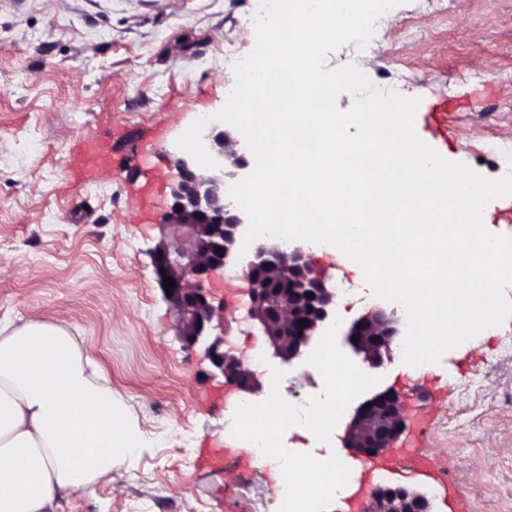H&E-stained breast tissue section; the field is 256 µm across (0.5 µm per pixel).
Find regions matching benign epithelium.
Here are the masks:
<instances>
[{
    "instance_id": "obj_1",
    "label": "benign epithelium",
    "mask_w": 512,
    "mask_h": 512,
    "mask_svg": "<svg viewBox=\"0 0 512 512\" xmlns=\"http://www.w3.org/2000/svg\"><path fill=\"white\" fill-rule=\"evenodd\" d=\"M203 141L218 163L215 168L198 167L180 149L173 153L178 178L171 185L172 203L159 221L162 234L152 250L154 271L158 282L166 276L175 282L165 300L187 346L200 350L213 374L243 393L255 394L262 389L259 381L242 370L236 354L224 349V300H216L205 283L236 262L250 284L249 316L272 356L288 365L301 361L332 324L336 288L313 270L301 245L260 240L239 256L249 219L225 200L224 186L241 180L247 161L234 149L238 141L214 126L206 127ZM401 335L396 312L375 306L353 321L344 339L364 365L377 370L384 364L383 353ZM405 428L396 393L385 390L356 407L344 440L375 455L394 447ZM366 512H433L432 496L400 485H378Z\"/></svg>"
}]
</instances>
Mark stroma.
<instances>
[{
	"label": "stroma",
	"instance_id": "1",
	"mask_svg": "<svg viewBox=\"0 0 512 512\" xmlns=\"http://www.w3.org/2000/svg\"><path fill=\"white\" fill-rule=\"evenodd\" d=\"M254 0H0V321L65 319L83 336L147 446L120 485L62 500L56 512H274V469L241 491L240 439L230 404L210 405L228 385L178 336L151 250L171 202L172 145L226 100L234 65L256 44ZM360 58L347 47L325 66L356 64L376 85L422 104L447 100L448 131L417 135L451 161L496 179L512 149V0H404L375 23ZM159 128L155 150L137 143ZM97 143L119 168L84 182L67 163ZM320 274L348 290L336 315L350 325L379 303L355 266L306 243ZM225 299L235 354L262 340L238 308L249 284L209 282ZM446 394L430 409L426 449L463 486L446 490L400 467L368 487L402 484L433 496L434 512H512V317L446 352L431 375ZM226 449L220 472L199 471L200 449Z\"/></svg>",
	"mask_w": 512,
	"mask_h": 512
}]
</instances>
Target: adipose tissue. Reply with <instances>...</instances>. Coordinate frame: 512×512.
Instances as JSON below:
<instances>
[{
  "label": "adipose tissue",
  "instance_id": "ef3b65f1",
  "mask_svg": "<svg viewBox=\"0 0 512 512\" xmlns=\"http://www.w3.org/2000/svg\"><path fill=\"white\" fill-rule=\"evenodd\" d=\"M146 436L65 321L0 324V512L118 481Z\"/></svg>",
  "mask_w": 512,
  "mask_h": 512
}]
</instances>
